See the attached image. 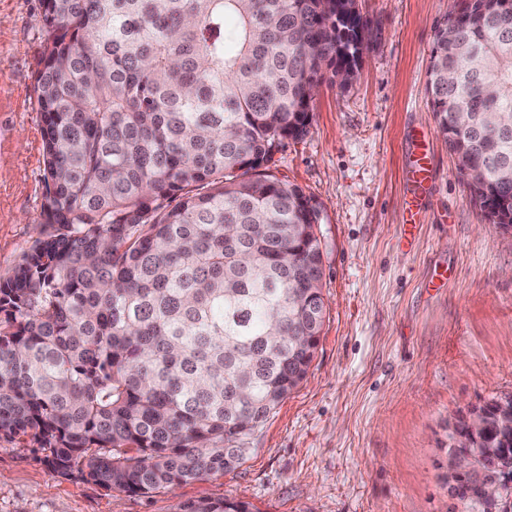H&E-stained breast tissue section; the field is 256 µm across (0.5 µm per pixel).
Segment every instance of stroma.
Instances as JSON below:
<instances>
[{"mask_svg":"<svg viewBox=\"0 0 512 512\" xmlns=\"http://www.w3.org/2000/svg\"><path fill=\"white\" fill-rule=\"evenodd\" d=\"M355 79H324L307 135L275 173L321 205L320 344L306 380L249 437L240 467L131 496L0 437V512H179L224 497L259 512H465L448 492V425L512 397V246L473 200L427 92L437 24L464 0H357ZM39 0H0V277L38 237L43 140L34 91ZM433 181L413 249L399 246L416 136Z\"/></svg>","mask_w":512,"mask_h":512,"instance_id":"35a3bbf8","label":"stroma"}]
</instances>
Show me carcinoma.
Segmentation results:
<instances>
[{
	"instance_id": "1",
	"label": "carcinoma",
	"mask_w": 512,
	"mask_h": 512,
	"mask_svg": "<svg viewBox=\"0 0 512 512\" xmlns=\"http://www.w3.org/2000/svg\"><path fill=\"white\" fill-rule=\"evenodd\" d=\"M35 91L45 184L33 241L0 280V436L56 476L147 496L241 465L306 378L324 320L321 205L273 172L312 90L357 65L355 0H41ZM436 27L433 112L459 169L512 210V13L476 0ZM460 108L467 123L455 127ZM293 336L305 337L296 349ZM477 472L512 471L495 412ZM466 512L481 509L468 482ZM180 512H259L200 500Z\"/></svg>"
}]
</instances>
